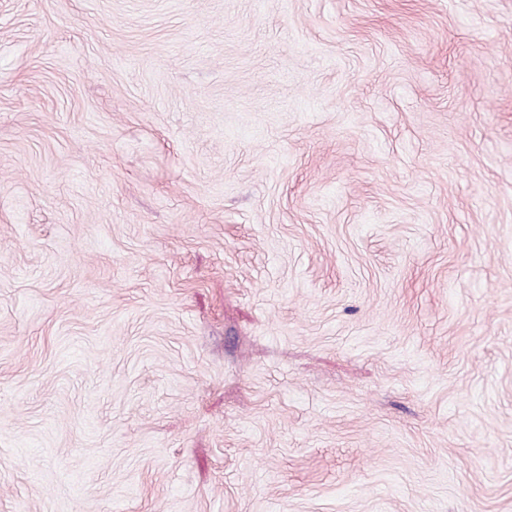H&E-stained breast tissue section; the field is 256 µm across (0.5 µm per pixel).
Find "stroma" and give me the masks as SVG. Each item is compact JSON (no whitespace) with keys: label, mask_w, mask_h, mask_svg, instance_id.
<instances>
[{"label":"stroma","mask_w":512,"mask_h":512,"mask_svg":"<svg viewBox=\"0 0 512 512\" xmlns=\"http://www.w3.org/2000/svg\"><path fill=\"white\" fill-rule=\"evenodd\" d=\"M0 512H512V0H0Z\"/></svg>","instance_id":"stroma-1"}]
</instances>
